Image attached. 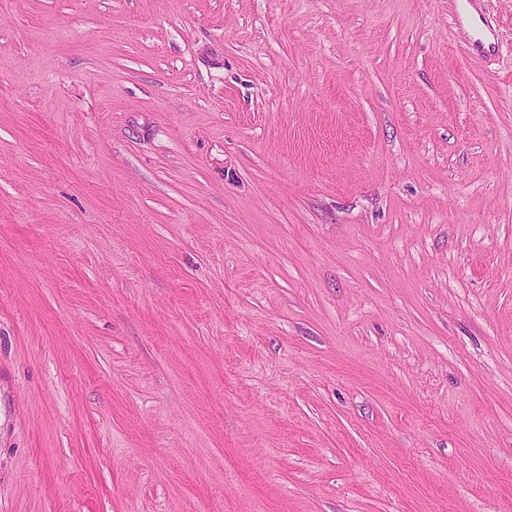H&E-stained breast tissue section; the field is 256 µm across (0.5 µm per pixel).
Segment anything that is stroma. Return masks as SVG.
<instances>
[{
	"label": "stroma",
	"mask_w": 512,
	"mask_h": 512,
	"mask_svg": "<svg viewBox=\"0 0 512 512\" xmlns=\"http://www.w3.org/2000/svg\"><path fill=\"white\" fill-rule=\"evenodd\" d=\"M0 0V512H512V0ZM453 2H464L457 4L453 13V24L457 28H463L465 23L474 30V35L469 37V44L472 51L482 57H491L499 51V36L489 28L482 13L477 11V18L473 16L470 8L477 7V4L485 0H452Z\"/></svg>",
	"instance_id": "obj_1"
}]
</instances>
